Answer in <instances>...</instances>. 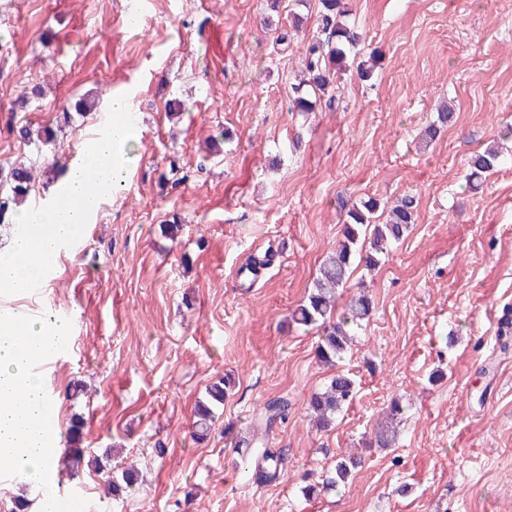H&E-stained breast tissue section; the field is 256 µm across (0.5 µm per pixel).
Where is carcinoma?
<instances>
[{"instance_id":"carcinoma-1","label":"carcinoma","mask_w":512,"mask_h":512,"mask_svg":"<svg viewBox=\"0 0 512 512\" xmlns=\"http://www.w3.org/2000/svg\"><path fill=\"white\" fill-rule=\"evenodd\" d=\"M320 9L317 16L318 35L304 43L303 78L294 87L293 108L297 112H312L317 101L329 94L342 74L350 70L351 49L358 41L357 34L346 22L348 16L347 0H319ZM452 118V113L441 111L437 120L425 130L423 140L434 141L441 130ZM503 159L501 152L489 146L474 155L470 161L467 179L480 181L485 174L496 169ZM36 166L6 164L0 166V223L12 219L14 206L25 201L33 189ZM416 199L413 195H404L396 199L387 212L383 222L375 220L378 203L374 200L352 205L347 211V219L342 225V239L339 240L335 252L323 263L319 275L313 282L306 298L292 313V319L298 325H317L322 335L316 348L317 358L328 365L341 359L352 343L353 332L361 328L362 323L370 318L373 301L369 293L363 289L350 296L345 305L343 316L333 318L339 290L345 287L352 273L355 258L364 262L367 270L375 268L379 256L387 255L393 244L401 241L410 231L415 222ZM372 228L370 251L359 254V242L367 228ZM235 380L226 375L207 389V398L198 403L197 420L193 423V435L204 439L208 435L216 417V410L224 405ZM356 393L355 380L345 374L338 373L331 378L327 386L315 393L310 399V408L321 429L328 430L343 408L350 405ZM291 403L286 397L269 400L263 407L258 424L251 435L243 436L234 442V447L244 449L240 459L242 478L258 486H271L280 482L285 474L287 460L285 450L268 446L264 435L275 425L288 419ZM84 422L76 419L69 429V441L76 447L69 450L66 457L59 463L67 469L79 468L81 465L100 471L103 464L99 456L88 448H81ZM396 438V430L387 426L375 432L367 442L366 448H387ZM362 464V457L352 455L336 461L334 473L323 480L322 486L327 489L345 484L354 470ZM106 483L112 495L127 491L137 483V472L134 469L121 470V478L109 476Z\"/></svg>"}]
</instances>
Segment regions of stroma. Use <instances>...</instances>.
Segmentation results:
<instances>
[{
	"instance_id": "stroma-1",
	"label": "stroma",
	"mask_w": 512,
	"mask_h": 512,
	"mask_svg": "<svg viewBox=\"0 0 512 512\" xmlns=\"http://www.w3.org/2000/svg\"><path fill=\"white\" fill-rule=\"evenodd\" d=\"M348 4L373 75L348 72L334 104L296 112L290 84L317 0H0V164L51 162L19 138L24 125L59 127L77 156L116 96L135 136L124 189L42 291L14 304L70 328L68 353L43 372L58 448L77 416L84 447L143 474L115 498L95 471L55 470L85 512H512V350L500 347L512 320V157L479 188L466 181L471 158L512 125V0ZM297 16V38L276 42L274 28ZM80 99L98 106L76 112ZM444 101L454 114L422 145ZM405 194L417 200L411 231L346 287L367 285L371 318L324 366L319 329L290 315L348 209ZM174 217L175 241L162 231ZM267 252L249 281V258ZM338 370L357 393L319 432L309 402ZM227 374L235 392L195 441L196 403ZM281 395L292 408L269 443L288 451L285 476L244 484L224 426L250 428ZM399 396L395 446L363 450L347 485L305 498L304 483L363 449Z\"/></svg>"
}]
</instances>
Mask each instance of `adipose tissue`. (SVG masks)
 Returning a JSON list of instances; mask_svg holds the SVG:
<instances>
[{"label": "adipose tissue", "instance_id": "1", "mask_svg": "<svg viewBox=\"0 0 512 512\" xmlns=\"http://www.w3.org/2000/svg\"><path fill=\"white\" fill-rule=\"evenodd\" d=\"M132 140L133 134L127 127L116 125L111 136L86 145L99 165L110 170L113 191L125 186L128 164L112 161L111 156L116 147H128ZM55 188L81 198L83 204L75 208H47L35 217L25 210L18 212V223L36 221L49 228L50 234L33 238L18 232L8 241L6 248L16 260L0 265V292L9 297L24 298L29 280L39 273L37 266L22 265V258L36 250L52 252L55 240L88 223L100 206L101 199L90 192L80 161L69 164ZM67 333V324L58 319L35 321L6 309L0 311V458L9 459L22 480L38 485L43 484L51 469L49 459L41 453L42 443L46 435L55 431L57 421L44 412L43 386L31 366L45 355V344L51 337L60 338Z\"/></svg>", "mask_w": 512, "mask_h": 512}]
</instances>
